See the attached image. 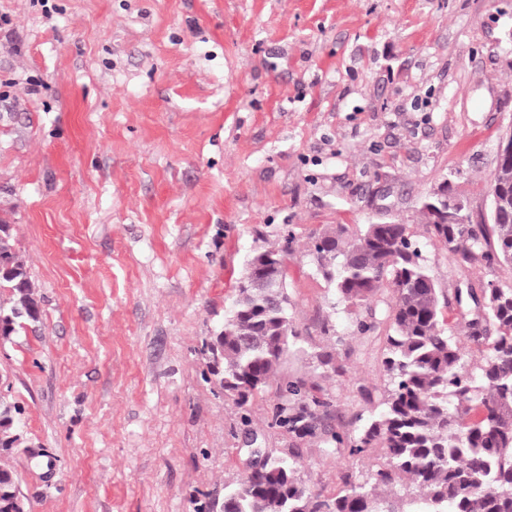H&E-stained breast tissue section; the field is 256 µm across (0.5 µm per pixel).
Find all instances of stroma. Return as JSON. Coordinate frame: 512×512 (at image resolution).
I'll use <instances>...</instances> for the list:
<instances>
[{
	"instance_id": "35a3bbf8",
	"label": "stroma",
	"mask_w": 512,
	"mask_h": 512,
	"mask_svg": "<svg viewBox=\"0 0 512 512\" xmlns=\"http://www.w3.org/2000/svg\"><path fill=\"white\" fill-rule=\"evenodd\" d=\"M510 132L512 0H0V219L42 306L0 343L27 512H195L251 439L326 497L364 481L376 457L328 439L381 399L390 292L358 332L310 242L398 222L445 295L512 284L458 269L419 212L449 174L487 210ZM283 242L279 374L329 404L307 435L275 386L242 404L203 378L244 260Z\"/></svg>"
}]
</instances>
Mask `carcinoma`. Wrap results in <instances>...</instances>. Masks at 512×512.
I'll list each match as a JSON object with an SVG mask.
<instances>
[{"instance_id":"obj_1","label":"carcinoma","mask_w":512,"mask_h":512,"mask_svg":"<svg viewBox=\"0 0 512 512\" xmlns=\"http://www.w3.org/2000/svg\"><path fill=\"white\" fill-rule=\"evenodd\" d=\"M437 202L424 198L421 212L432 237L460 267L512 269V210L493 224H437ZM311 254L346 307H361L389 289L388 333L383 359L387 387L355 438L334 432L337 448L352 457L378 452L384 459L369 480L346 479L345 493L323 497L301 478L296 455L269 457L224 492V501L202 503L196 512H512V286L487 280L454 290L457 305L484 313L465 319L464 338L486 345L487 357L467 356L449 331V307L406 224H368L356 235L338 226L314 238ZM0 341L39 322L40 298L22 256L12 245L11 225L0 221ZM296 332L288 312L282 271L251 277L237 287L224 324L203 342L209 378L224 391L251 392L268 386ZM276 421L300 435L311 432L316 409L290 407L302 394L298 381L281 380ZM21 406L0 407V512H14L18 478L6 459L21 444Z\"/></svg>"}]
</instances>
